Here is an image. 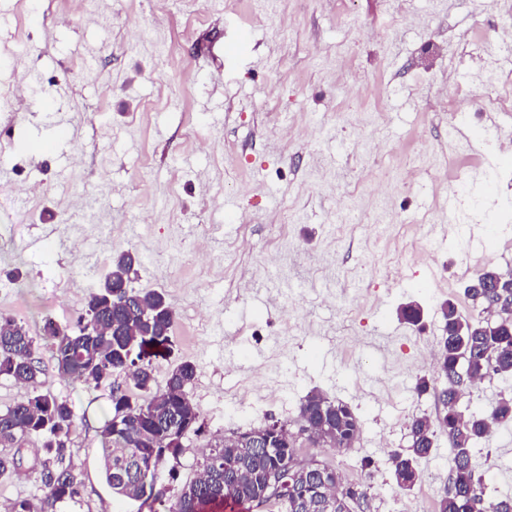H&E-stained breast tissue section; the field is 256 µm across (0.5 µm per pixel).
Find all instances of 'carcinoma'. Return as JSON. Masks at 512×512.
Segmentation results:
<instances>
[{"label": "carcinoma", "mask_w": 512, "mask_h": 512, "mask_svg": "<svg viewBox=\"0 0 512 512\" xmlns=\"http://www.w3.org/2000/svg\"><path fill=\"white\" fill-rule=\"evenodd\" d=\"M141 259L130 250L118 252L100 287L90 294L84 316L76 325L48 318L45 335L52 342L57 373L73 384L112 387L111 408L101 427L104 442L102 475L112 493L126 496L129 483L137 485L139 509L148 512H222L239 506L274 505L280 512H336L341 497L353 512H367L369 495L362 484L345 481L334 468L300 455L293 440L276 448L245 449L220 441L202 453L198 475L178 494L167 495L163 474L175 478L183 440L199 429L200 412L189 397L197 378L192 361L177 364L165 383L157 384L151 363L142 362L135 349L152 346L171 353L174 313L163 293L156 290L114 294V286L131 280ZM499 271L476 274L465 294L485 304L478 293L497 278ZM444 330L439 368L448 380L441 391L448 402L436 422L416 417L409 424L410 453L391 455L395 488L410 489L420 479L418 460L429 456L434 429L448 436L454 448L448 460L450 489L439 502V512H482L493 503L497 512H512V497H489L473 463V450L488 441L496 428L512 422V321L462 316L453 300L442 313ZM38 348L24 324L0 317V376L25 388L24 396L0 411V476L21 465L15 447L37 439L45 448L41 463L43 495L39 506L27 500L10 504L9 512H71L79 504V482L72 471L68 449L76 416L71 403L40 390L44 369ZM493 373L506 384L505 394L490 409L466 414L453 404L457 391L470 387L471 379ZM125 377L133 388L124 391L112 379ZM298 428L319 427L336 437L341 448L359 438L361 424L348 405L318 392L301 402ZM306 470L305 479L274 495L268 484H281L286 475Z\"/></svg>", "instance_id": "obj_1"}]
</instances>
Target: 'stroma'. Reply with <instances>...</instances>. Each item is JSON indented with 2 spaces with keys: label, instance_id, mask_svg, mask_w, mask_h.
Returning a JSON list of instances; mask_svg holds the SVG:
<instances>
[{
  "label": "stroma",
  "instance_id": "35a3bbf8",
  "mask_svg": "<svg viewBox=\"0 0 512 512\" xmlns=\"http://www.w3.org/2000/svg\"><path fill=\"white\" fill-rule=\"evenodd\" d=\"M500 0H8L0 42V317L23 323L45 368L42 391L77 414L69 450L77 512H137L102 473L99 433L109 387L57 376L45 318L74 323L121 250L143 259L132 288L165 292L172 354L152 359L157 383L180 361L200 431L184 440L170 492L196 475L215 439L293 421L313 391L348 404L362 431L339 452L302 449L368 483L369 512H438L449 489L446 436L421 478L395 489L387 458L416 416L442 412L441 303L480 317L464 290L485 268L512 266V114L483 112L478 72L512 74ZM255 38L232 67L241 27ZM33 72L66 112L74 138L49 149L27 120ZM485 128L473 149L454 122ZM491 179L493 193L482 189ZM458 194L465 226L427 235ZM489 224L483 249L467 226ZM422 309L419 324L399 306ZM259 354L240 371L235 343ZM331 351L337 377L314 367ZM429 388L417 393L418 378ZM40 443L0 477V501L39 493ZM373 459L370 468L364 459ZM487 492L512 496V423L473 457Z\"/></svg>",
  "mask_w": 512,
  "mask_h": 512
}]
</instances>
